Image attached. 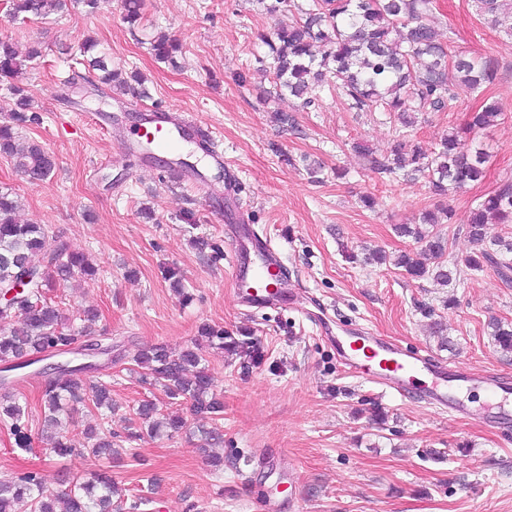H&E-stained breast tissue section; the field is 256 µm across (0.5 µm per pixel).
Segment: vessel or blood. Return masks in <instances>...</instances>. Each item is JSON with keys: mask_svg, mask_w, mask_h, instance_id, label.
Here are the masks:
<instances>
[{"mask_svg": "<svg viewBox=\"0 0 512 512\" xmlns=\"http://www.w3.org/2000/svg\"><path fill=\"white\" fill-rule=\"evenodd\" d=\"M197 131V123L183 114L155 112L133 136L124 137L121 149L130 153L146 145L151 152L169 153L193 139ZM224 238L230 249L234 293L241 306L304 313L307 297L284 276L282 255L271 238L237 224L225 225ZM315 325L335 347L343 367L360 379L402 399L425 402L453 418L474 414L457 400V393L480 390L489 394L491 403L474 415L493 429L512 422V383L495 374L466 366L450 368L420 351L358 329L340 336L333 333L326 318L316 320Z\"/></svg>", "mask_w": 512, "mask_h": 512, "instance_id": "1", "label": "vessel or blood"}]
</instances>
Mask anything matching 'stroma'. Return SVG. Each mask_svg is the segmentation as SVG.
I'll use <instances>...</instances> for the list:
<instances>
[{
  "instance_id": "stroma-1",
  "label": "stroma",
  "mask_w": 512,
  "mask_h": 512,
  "mask_svg": "<svg viewBox=\"0 0 512 512\" xmlns=\"http://www.w3.org/2000/svg\"><path fill=\"white\" fill-rule=\"evenodd\" d=\"M429 19L449 53L499 63L482 90L459 91L445 111L418 112L409 135L431 151L483 104L501 114L495 127L473 136L490 151L484 177L449 192L452 219L438 227L448 239L446 263L462 266L476 250L467 234L473 209L512 178V45L473 0H433ZM276 23L258 0H144L134 32L121 0H100L92 14L76 9L25 21L0 0V37L42 50L18 80L39 116L20 133L56 158L49 179L33 185L0 156V190L18 196L23 219L48 227L47 248L65 242L98 268L95 279L74 278L54 294L64 314L98 310L95 331L112 339V398L120 406L113 431H124L140 400L172 409L161 388H145L131 373L134 350L184 345L209 323L252 337L263 353L247 369L224 351L207 355L224 400L223 468L199 452L194 428L134 442L108 463L44 458L47 442L37 433L23 451L0 425V478L37 467L55 493L63 473L107 471L126 495L150 494L145 512H268L270 502L277 512H512V430L396 398L350 376L303 316L250 312L236 302L224 224L244 219L271 237L291 282L326 305L340 328L363 327L448 365L512 378V353L495 345L488 328L495 319L512 323V281L490 266H462L442 287L388 263L361 262L372 250H417L394 227L414 223L439 198L424 180L379 177L355 152L363 143L375 157L388 155L402 129L396 116L350 109L328 86L313 90L317 105L305 111L297 100L272 96V77L258 67ZM159 31L183 45L174 63L149 50ZM88 36L143 83L116 98L84 80L71 87L60 50L78 54ZM158 105L198 120L222 141L223 166L207 164L196 143L183 152L195 169L182 177L158 173L142 154L119 155L114 136ZM277 110L294 116V128L273 121ZM308 158L322 163L321 181L307 174ZM365 195L373 207H364ZM168 266L181 270L190 301L165 280ZM429 309L445 324L448 346L432 335Z\"/></svg>"
}]
</instances>
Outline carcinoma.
I'll use <instances>...</instances> for the list:
<instances>
[{"label": "carcinoma", "instance_id": "cac0c4a2", "mask_svg": "<svg viewBox=\"0 0 512 512\" xmlns=\"http://www.w3.org/2000/svg\"><path fill=\"white\" fill-rule=\"evenodd\" d=\"M261 2L271 15L287 7L298 11L297 17L278 25L264 43L269 48L276 95L300 100L303 109L314 104L309 90L326 83L343 93L350 108L394 112L402 127L411 128L414 113L423 109L443 112L457 90L477 92L497 74L498 62L492 57L448 58L445 44L428 23L432 0H308L305 8L295 0ZM473 2L479 13L496 22L508 19L506 34L512 37V0ZM79 7L93 13L97 0H10L13 18L22 20L46 18ZM122 9L130 27L141 23L143 0H122ZM96 46L94 38L84 40L82 64L108 88L126 85L122 71L112 68L107 56L93 54ZM181 48L178 40L165 34L150 38V50L162 62H174ZM40 54L37 47L23 53L12 40L0 39V79L9 83L15 120L20 123L31 120L28 113L34 104L15 79ZM500 116L495 106H483L470 113L464 127L448 133L430 153L404 139L396 141L383 159L374 157L363 144L355 149L369 158L374 173L389 179L422 176L435 194L446 196L448 190L461 189L484 176L488 155L473 147L465 134L497 125ZM0 155L12 160L31 184L47 181L56 166L53 153L34 141L21 143L11 125H0ZM20 210L18 198L0 190V423L9 429L16 446L29 449L32 426L28 406L21 404L14 392L16 377L12 373L36 363L51 367L43 373L40 400L41 433L51 441L46 449L49 455L107 459L118 453L124 442L154 439L168 430L186 427L183 417L164 415L153 401L143 399L132 408L127 433L120 435L108 428L115 410L112 376L88 378L93 366L86 361L109 355L112 344L103 343L90 332L97 311L83 309L69 318L51 297L56 282L78 275L91 278L96 274L95 266L87 255L71 251L63 242L46 250L48 230L41 224L21 222ZM449 219L448 207L439 204L422 212L417 224L395 225L398 236L414 239L420 249L400 253L392 265L413 278H430L443 287L451 284L458 266L445 264L448 240L434 231ZM490 224H512V179L474 208L467 234L478 251L463 260L470 270L494 264L501 277L509 279L512 238L487 236ZM165 278L181 299H190L177 268H167ZM491 335L501 351L512 353L511 326L496 322ZM209 348L232 352L246 367L261 360L251 337L226 336L224 328L204 325L186 345L138 349L131 361L142 384L162 388L169 399L188 405L191 414L215 422L224 412V402L214 392L206 365ZM81 406L95 413L97 423L84 428V444L76 447L63 431L74 422V413ZM201 432L204 443L200 450L215 465L223 464L224 456L212 451L223 442L219 428H203ZM148 504L149 499L143 496L125 497L106 475L95 474L88 480L75 476L56 496L45 493L42 470L37 468L0 479V512H140Z\"/></svg>", "mask_w": 512, "mask_h": 512}]
</instances>
